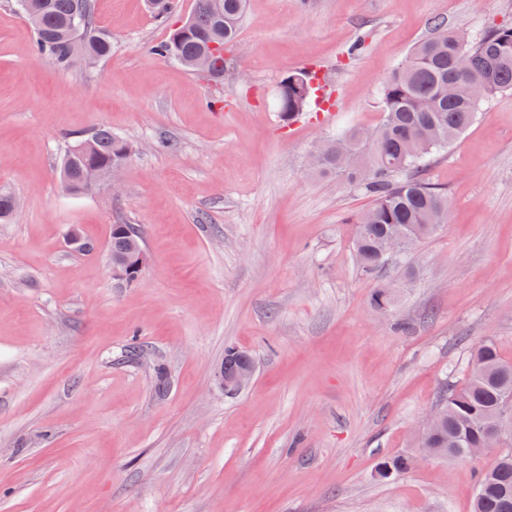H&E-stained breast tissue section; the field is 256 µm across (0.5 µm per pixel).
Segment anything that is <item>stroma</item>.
<instances>
[{
  "label": "stroma",
  "instance_id": "stroma-1",
  "mask_svg": "<svg viewBox=\"0 0 512 512\" xmlns=\"http://www.w3.org/2000/svg\"><path fill=\"white\" fill-rule=\"evenodd\" d=\"M93 4L112 54L66 72L0 0V190L21 202L0 223V512H472L494 453L378 467L416 453L473 347L512 361V90L430 159L448 222L379 274L352 258L370 197L308 163L379 124L385 77L431 21L475 41L512 25V0H248L239 75L219 83L152 51L194 0L164 22L148 0ZM296 69L323 94L286 124L273 98ZM101 126L136 148L118 192L65 191L70 137ZM121 219L148 254L129 285L109 252ZM229 346L256 363L233 394Z\"/></svg>",
  "mask_w": 512,
  "mask_h": 512
}]
</instances>
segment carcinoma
<instances>
[{
  "mask_svg": "<svg viewBox=\"0 0 512 512\" xmlns=\"http://www.w3.org/2000/svg\"><path fill=\"white\" fill-rule=\"evenodd\" d=\"M23 13L34 30V55L62 70L96 65L112 55L111 37L94 23L92 0H27ZM245 0H195L192 28L152 46L163 58L188 69L214 42L235 49ZM512 89V26L490 29L472 44L465 33L435 20L431 33L419 40L406 60L382 84L380 123L363 140L352 129L322 145L314 169L336 176L365 190L370 206L355 219L353 249L366 273L389 266L383 251L387 239L409 240V249L431 237L448 223V195L421 177L428 156L447 147L474 123L480 105L490 96ZM318 87L300 70L284 75L278 83L275 109L290 122L304 111ZM134 146L107 127L78 139L65 151L67 187L73 194L86 190L88 170L124 168ZM112 225V265H126L144 247L136 225L132 232ZM251 355L229 348L224 355V377H232ZM512 398V361L504 359L488 340L472 353L468 375L459 386L443 390L439 419L422 433L421 447L434 455L464 458L470 448L482 447L488 429L505 398ZM472 512H512V446L502 448L493 466L478 476Z\"/></svg>",
  "mask_w": 512,
  "mask_h": 512,
  "instance_id": "cac0c4a2",
  "label": "carcinoma"
}]
</instances>
